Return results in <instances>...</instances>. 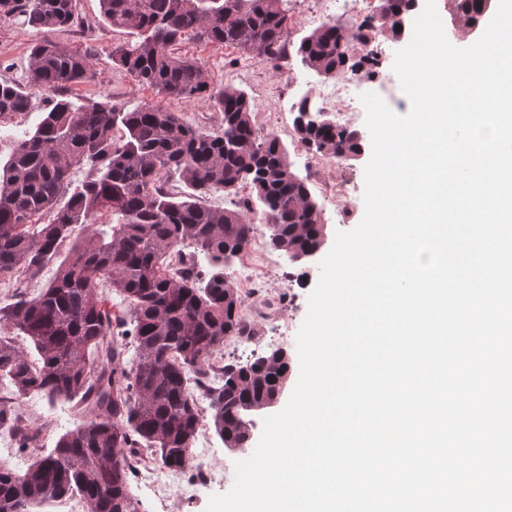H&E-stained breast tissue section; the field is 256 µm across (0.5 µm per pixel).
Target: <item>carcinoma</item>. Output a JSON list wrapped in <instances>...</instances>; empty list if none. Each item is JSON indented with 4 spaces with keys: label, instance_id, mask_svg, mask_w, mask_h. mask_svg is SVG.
<instances>
[{
    "label": "carcinoma",
    "instance_id": "carcinoma-1",
    "mask_svg": "<svg viewBox=\"0 0 512 512\" xmlns=\"http://www.w3.org/2000/svg\"><path fill=\"white\" fill-rule=\"evenodd\" d=\"M455 2L464 24H482L483 0ZM99 3L106 23L136 38L109 52L113 67L168 97L207 102L223 113V124L211 133L156 104L123 112L109 100L77 104L58 96L83 83L99 56L95 46L75 49L59 34L91 25L74 0H0V20L21 19L40 33L30 47L29 88L0 82V122L31 111L35 94L53 95L0 167V277L24 270L36 278L61 259L37 295L0 305V381L18 395L78 398L91 414L25 472L0 467V512H48L74 492L85 512H139L128 491V450L184 467L203 419L192 386L211 382L226 337L258 339L224 278V268L252 243L249 215L260 213L268 246L283 254L314 250L325 234L318 204L295 177L283 144L258 135L248 93L210 87L203 62L173 49L192 34L275 62L288 45L286 0ZM411 5L382 0L380 16L353 29L325 23L299 41L296 54L327 79L372 70L377 42L397 35L395 17ZM352 43L369 50L357 56ZM296 133L306 147L331 144L335 155L363 151L357 131L332 121ZM85 167V178L74 182ZM171 182L184 188L170 190ZM243 185L256 200L241 208L204 203ZM103 213L112 221L96 223ZM82 224L95 228L72 238ZM101 280L127 303V316L114 320L101 305ZM13 331L30 341L38 361L13 342ZM288 371L289 358L275 351L224 365L209 424L227 447H246L248 414L273 400ZM1 429L22 449L35 439L0 405Z\"/></svg>",
    "mask_w": 512,
    "mask_h": 512
}]
</instances>
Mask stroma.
<instances>
[{
    "label": "stroma",
    "mask_w": 512,
    "mask_h": 512,
    "mask_svg": "<svg viewBox=\"0 0 512 512\" xmlns=\"http://www.w3.org/2000/svg\"><path fill=\"white\" fill-rule=\"evenodd\" d=\"M289 32L291 43L299 40L314 28L328 21H339L352 26L358 24L360 17L368 15L373 0H360L356 14L324 10L321 0H288ZM77 10L85 19L92 21V31L65 32L61 39L74 47L88 44L98 47L100 55L95 62L89 78L82 84L72 87L70 94L75 101L107 96L118 109L128 111L143 103L158 104L170 111L181 113L184 119L195 127L211 132L219 130L222 123L220 112L210 108L207 103L198 101L187 103L158 94L151 87L143 85L138 79L125 71L113 67L108 58L112 48L133 43L134 38L126 32L112 29L100 21L98 0H78ZM36 38V31L21 21H0V81L8 80L24 86L28 83L29 49ZM398 43L389 39L381 40L378 52L381 64L375 75L361 77L358 84L360 92L376 93L394 112L406 113L411 109V101L400 85L390 84L388 77L393 70L395 52ZM181 56L201 60L206 67V76L210 85L215 87L233 85L247 91L253 106V121L260 134H274L288 148L290 160L298 175L309 185L313 197L321 192L315 184V173L310 166L311 150L297 141L293 129V117L296 103L301 97H316L324 79L303 66L296 55L288 57V73L274 71L270 64L241 54L238 49L229 46H215L201 41L195 36H184L178 45ZM369 154L359 159L345 161L341 166H331L323 173L324 178L345 177L348 182L350 208L342 215L336 214L328 204H321L322 222L325 226L327 243H334L337 231L354 229L364 215V169ZM271 262L283 278V290L280 305L283 320L278 327H270L257 322L259 339L253 343H242L239 351L225 350L224 360L228 363L247 362L270 349L286 351L289 357L288 381L281 396V403H288L299 377V357L296 335L308 312V297L320 277L318 262L292 263L280 252H272ZM0 395L9 398L16 413L30 422L37 434L32 449L23 450L14 441L0 445V466L23 472L29 467L35 454L48 453L57 438L82 424L84 417L76 407L75 400L59 397L48 399L40 393L24 397L11 395L9 389H1ZM264 413L253 415L251 421L252 437L245 449L230 451L225 448L218 436H210L209 446L204 455H191L186 466L179 471L180 480L192 483L193 488L184 500L181 512H206L210 496L228 492L224 483L194 485L195 471L198 466L206 465L220 471L233 462L249 457L254 451L263 431Z\"/></svg>",
    "instance_id": "stroma-1"
}]
</instances>
